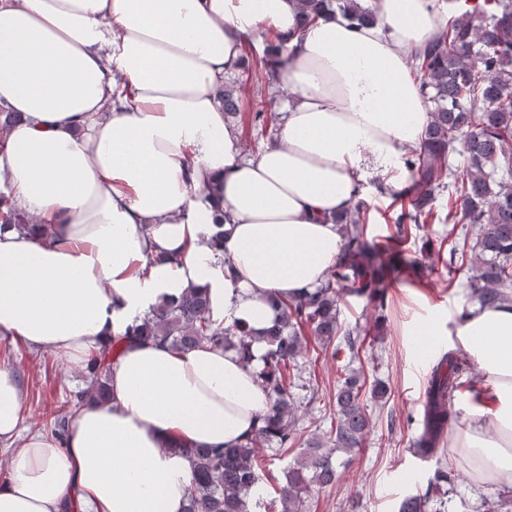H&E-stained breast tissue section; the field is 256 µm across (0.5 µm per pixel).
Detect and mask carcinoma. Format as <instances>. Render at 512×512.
Returning a JSON list of instances; mask_svg holds the SVG:
<instances>
[{"instance_id":"1","label":"carcinoma","mask_w":512,"mask_h":512,"mask_svg":"<svg viewBox=\"0 0 512 512\" xmlns=\"http://www.w3.org/2000/svg\"><path fill=\"white\" fill-rule=\"evenodd\" d=\"M448 13L441 35L416 55L429 122L418 149L404 159L411 180L395 193L401 201L394 218L396 234L384 248L370 243L360 225L365 201L338 214L343 251L326 282L302 296L271 299L278 310L275 324L263 336L267 345L260 383L268 397L262 425L249 441L236 448L190 450L193 478L186 492L184 512H248L249 502L260 501L263 491L258 472L262 444L288 451L300 441L293 405L299 358L304 342L353 359L370 330L340 323L344 295L366 299L376 310L386 305L389 279L402 276L418 264L403 254L402 244L433 223L465 226L462 239L450 238L429 249L448 250V269L470 266L467 280L472 298L481 306L512 302V0H435ZM304 21L342 13L360 25L377 20L374 9L361 0H301ZM255 77L267 85L276 82L265 58L256 60ZM224 114H239V97L232 86L221 93ZM448 191L441 208L435 202ZM29 225L28 216L0 193V229ZM160 339L189 350L202 343L239 350L250 363L251 335L245 327L223 326L210 315L206 297L191 293L179 303L157 308L141 323L127 327L112 344L89 355L86 371L90 385L69 395L49 425L57 437L65 433L72 411L88 402L109 401V361L125 343ZM462 365L455 353L444 355L432 370L425 389L417 453L441 463L426 488L401 501L399 512H428L431 502L448 483L444 440L454 421L449 404L462 387ZM365 382L354 372L337 384L336 424L327 440L312 437L297 460L284 469L278 512H308L310 485L331 486L338 468L335 453L351 454L362 447L370 432L371 415L365 403Z\"/></svg>"}]
</instances>
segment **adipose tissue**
<instances>
[{"mask_svg": "<svg viewBox=\"0 0 512 512\" xmlns=\"http://www.w3.org/2000/svg\"><path fill=\"white\" fill-rule=\"evenodd\" d=\"M432 0H379L369 26L303 25L298 0H0V178L33 221L0 231V337L72 369L188 293L250 329L253 361L209 344L124 345L110 401L65 438L24 434L25 384L0 367V512H183L191 448L254 437L267 396L270 297L326 280L343 247L334 215L387 176L429 120L412 67L444 17ZM292 99L277 140L245 157L218 89L263 27ZM223 224L224 240L213 238ZM492 387V428L464 420L451 446L478 484L512 485V303L437 326Z\"/></svg>", "mask_w": 512, "mask_h": 512, "instance_id": "ef3b65f1", "label": "adipose tissue"}]
</instances>
